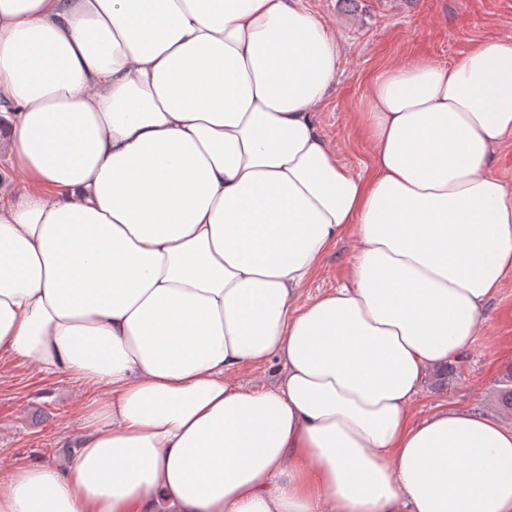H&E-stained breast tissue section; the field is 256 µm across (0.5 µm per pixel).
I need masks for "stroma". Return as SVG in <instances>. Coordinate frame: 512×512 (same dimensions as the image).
Instances as JSON below:
<instances>
[{
	"instance_id": "35a3bbf8",
	"label": "stroma",
	"mask_w": 512,
	"mask_h": 512,
	"mask_svg": "<svg viewBox=\"0 0 512 512\" xmlns=\"http://www.w3.org/2000/svg\"><path fill=\"white\" fill-rule=\"evenodd\" d=\"M343 50L338 75L316 123L348 169L369 173L366 135L356 124L366 79L376 68L425 58L441 65L463 58L476 44L512 35V0H307ZM354 249L339 241L323 257L302 299L310 301L348 280ZM485 323L470 348L448 366L446 378L428 373L411 415L422 421L439 409H463L512 428V410L500 405L498 380L512 368V274L488 303ZM99 390L50 375L19 359L0 361V471L43 460L67 463L81 415Z\"/></svg>"
}]
</instances>
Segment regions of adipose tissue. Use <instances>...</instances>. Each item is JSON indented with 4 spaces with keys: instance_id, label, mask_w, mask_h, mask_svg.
I'll use <instances>...</instances> for the list:
<instances>
[{
    "instance_id": "obj_1",
    "label": "adipose tissue",
    "mask_w": 512,
    "mask_h": 512,
    "mask_svg": "<svg viewBox=\"0 0 512 512\" xmlns=\"http://www.w3.org/2000/svg\"><path fill=\"white\" fill-rule=\"evenodd\" d=\"M341 55L305 0H0V359L104 393L0 512H512V429L409 416L512 272V36L375 73L366 178ZM488 174L512 191V146L495 154L489 164ZM354 249L350 240L339 241L323 257L313 279L306 285L302 302H309L326 291L348 280L353 263ZM279 363H271L266 366L244 367L235 372L234 377L247 385H258L273 380V374L278 369Z\"/></svg>"
}]
</instances>
